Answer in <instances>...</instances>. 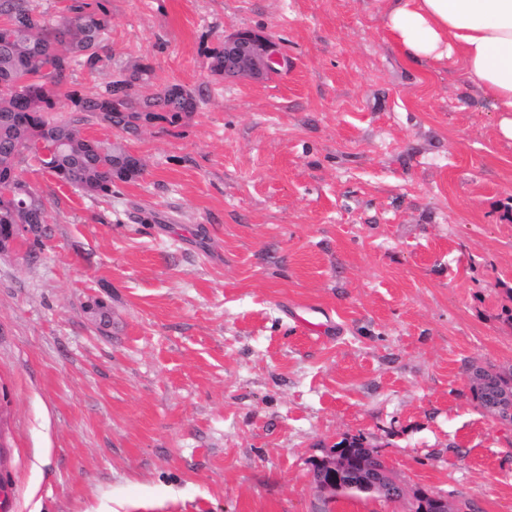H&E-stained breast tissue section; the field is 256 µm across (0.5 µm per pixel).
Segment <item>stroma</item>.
Segmentation results:
<instances>
[{"instance_id":"35a3bbf8","label":"stroma","mask_w":512,"mask_h":512,"mask_svg":"<svg viewBox=\"0 0 512 512\" xmlns=\"http://www.w3.org/2000/svg\"><path fill=\"white\" fill-rule=\"evenodd\" d=\"M109 9L138 94L203 101L136 137L83 125L143 164L112 196L24 168L48 218L0 254L8 512H410L318 494L314 461L357 436L409 489L512 512V425L469 383L512 367V140L486 94L407 61L381 0ZM237 29L291 68L213 76Z\"/></svg>"}]
</instances>
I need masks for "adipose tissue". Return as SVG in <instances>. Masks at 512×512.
<instances>
[{
  "mask_svg": "<svg viewBox=\"0 0 512 512\" xmlns=\"http://www.w3.org/2000/svg\"><path fill=\"white\" fill-rule=\"evenodd\" d=\"M387 35L411 62L455 57L512 139V0H385Z\"/></svg>",
  "mask_w": 512,
  "mask_h": 512,
  "instance_id": "obj_1",
  "label": "adipose tissue"
}]
</instances>
